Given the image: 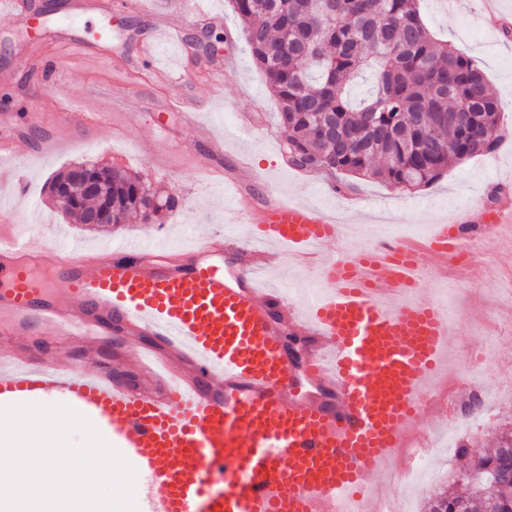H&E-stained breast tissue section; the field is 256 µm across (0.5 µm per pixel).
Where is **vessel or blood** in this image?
Instances as JSON below:
<instances>
[{
	"label": "vessel or blood",
	"mask_w": 512,
	"mask_h": 512,
	"mask_svg": "<svg viewBox=\"0 0 512 512\" xmlns=\"http://www.w3.org/2000/svg\"><path fill=\"white\" fill-rule=\"evenodd\" d=\"M59 119L93 129L108 112ZM249 233L196 229L188 246L68 247L46 265L40 226L0 230V332L83 342L132 338L141 387L108 371L35 360L0 347V401L68 396L112 432L136 465L145 512H372L401 434L439 410L429 388L446 373L449 328L436 303L409 295L425 257L450 262L462 224L500 223L496 207L459 214L424 243L398 242L326 257L342 235L326 211L278 195H233ZM235 250L230 274L217 265ZM275 253L320 282L298 306L260 284ZM310 340L298 368L282 328Z\"/></svg>",
	"instance_id": "1"
}]
</instances>
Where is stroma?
Masks as SVG:
<instances>
[{"instance_id":"1","label":"stroma","mask_w":512,"mask_h":512,"mask_svg":"<svg viewBox=\"0 0 512 512\" xmlns=\"http://www.w3.org/2000/svg\"><path fill=\"white\" fill-rule=\"evenodd\" d=\"M152 15L123 6L103 17L82 9L80 0H0V129L24 132L23 106L45 94L59 93L75 108L111 113L121 129L103 126L92 133L59 127L51 109L42 124L53 129L56 144L47 153L28 155L22 169L25 193L14 197L10 178L0 175V213L16 228L49 227L50 248L62 240L102 248L124 237L139 236L157 247L183 245L182 226L216 224L225 233L245 234L248 226L224 200L215 170L240 176L247 189H272L282 198L340 213L352 232L380 226L382 216L413 226L451 224L462 209L490 205L503 188H512V36L484 15L481 0H424L423 13L436 36L470 56L500 99L504 138L495 152L451 161L434 184L411 193L350 179L335 188L324 174L288 164L277 130L278 104L247 50L242 28L228 0H203L210 21L194 16L178 20L180 44H161L156 61L141 59L142 39L159 24L169 0H151ZM51 22H68L79 43L61 46L44 31L18 27L14 11ZM180 65L184 78L167 81L165 68ZM223 113L224 152L212 159V171L198 169L199 125ZM166 144V156L154 157L149 144ZM112 165L137 172L155 188L174 193L175 210L161 211L156 223L117 224L97 231L58 211L48 196L50 179L73 163ZM512 251V237L500 238L498 252L473 265L468 282L452 303L447 361L461 367L467 344L481 341L482 323L491 311L492 290ZM39 356L69 364L112 369L110 346L87 352L77 342L48 336L34 339ZM459 457L437 455L426 477L405 494L413 512H426L429 497L458 475Z\"/></svg>"}]
</instances>
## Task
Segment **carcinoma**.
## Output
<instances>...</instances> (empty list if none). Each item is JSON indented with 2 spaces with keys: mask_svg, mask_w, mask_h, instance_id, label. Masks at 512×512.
<instances>
[{
  "mask_svg": "<svg viewBox=\"0 0 512 512\" xmlns=\"http://www.w3.org/2000/svg\"><path fill=\"white\" fill-rule=\"evenodd\" d=\"M256 66L278 103V125L291 165L346 174L412 192L435 182L453 160L489 154L500 125V103L482 71L438 42L420 0H229ZM374 73L371 95L359 106L350 87ZM107 182L93 193L70 171L50 184L66 185L85 221L105 209L108 223L175 209L179 201L127 170L88 164ZM154 199L153 213L146 211ZM470 458L466 473L434 495L430 512H512V431L488 452L458 444Z\"/></svg>",
  "mask_w": 512,
  "mask_h": 512,
  "instance_id": "1",
  "label": "carcinoma"
}]
</instances>
